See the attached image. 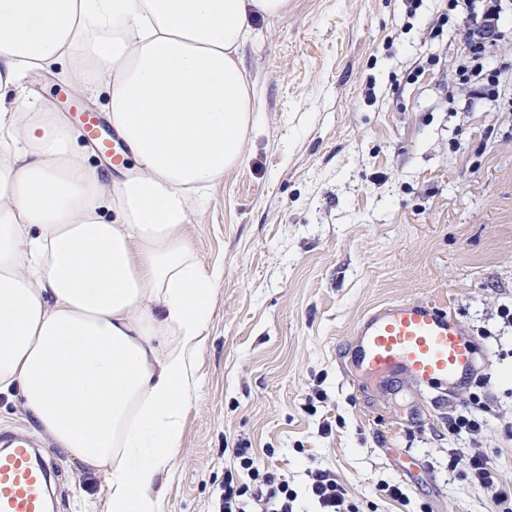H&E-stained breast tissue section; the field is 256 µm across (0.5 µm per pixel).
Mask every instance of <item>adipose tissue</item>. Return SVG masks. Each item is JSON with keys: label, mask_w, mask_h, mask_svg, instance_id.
<instances>
[{"label": "adipose tissue", "mask_w": 512, "mask_h": 512, "mask_svg": "<svg viewBox=\"0 0 512 512\" xmlns=\"http://www.w3.org/2000/svg\"><path fill=\"white\" fill-rule=\"evenodd\" d=\"M288 0H0V393L101 470L108 512L155 487L198 398L222 266L186 234L259 126L242 47ZM103 93L134 165L110 181L20 79Z\"/></svg>", "instance_id": "1"}]
</instances>
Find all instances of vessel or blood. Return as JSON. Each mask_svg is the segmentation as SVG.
<instances>
[{
    "label": "vessel or blood",
    "instance_id": "obj_1",
    "mask_svg": "<svg viewBox=\"0 0 512 512\" xmlns=\"http://www.w3.org/2000/svg\"><path fill=\"white\" fill-rule=\"evenodd\" d=\"M354 362L364 373L415 387L439 385L444 396L479 373V342L450 312L426 300L394 301L356 323ZM50 474L40 452L21 437L0 452V512H46Z\"/></svg>",
    "mask_w": 512,
    "mask_h": 512
}]
</instances>
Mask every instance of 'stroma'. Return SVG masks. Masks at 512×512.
Here are the masks:
<instances>
[{
  "mask_svg": "<svg viewBox=\"0 0 512 512\" xmlns=\"http://www.w3.org/2000/svg\"><path fill=\"white\" fill-rule=\"evenodd\" d=\"M448 0H288L243 49L261 123L243 164L187 227L204 266L224 268L199 397L163 475L160 512H215L248 448L283 474L310 512L306 472L336 473L355 512H493L467 470L480 449L512 481V71L498 101L453 102L461 28L429 38ZM32 98L65 112L91 165L119 177L83 125L101 99L52 73ZM428 300L483 345L472 387L433 393L367 376L353 330L371 308ZM479 406L477 438L448 419ZM36 440L59 473L53 512H107L105 476L70 459L0 395V435ZM409 498H387L382 484Z\"/></svg>",
  "mask_w": 512,
  "mask_h": 512,
  "instance_id": "obj_1",
  "label": "stroma"
}]
</instances>
